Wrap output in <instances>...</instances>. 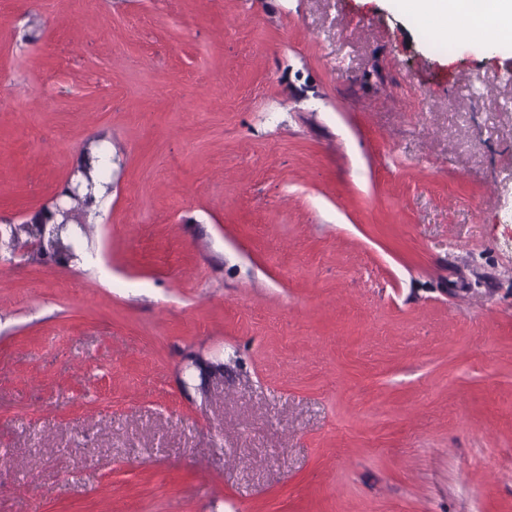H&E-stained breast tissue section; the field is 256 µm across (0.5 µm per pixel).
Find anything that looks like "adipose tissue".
<instances>
[{
	"instance_id": "1",
	"label": "adipose tissue",
	"mask_w": 512,
	"mask_h": 512,
	"mask_svg": "<svg viewBox=\"0 0 512 512\" xmlns=\"http://www.w3.org/2000/svg\"><path fill=\"white\" fill-rule=\"evenodd\" d=\"M402 9L451 41L512 43V0H402Z\"/></svg>"
}]
</instances>
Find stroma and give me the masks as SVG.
I'll use <instances>...</instances> for the list:
<instances>
[{
	"label": "stroma",
	"mask_w": 512,
	"mask_h": 512,
	"mask_svg": "<svg viewBox=\"0 0 512 512\" xmlns=\"http://www.w3.org/2000/svg\"><path fill=\"white\" fill-rule=\"evenodd\" d=\"M397 0H0V512H512V51ZM23 224L35 225L36 232L33 238L42 255H47L53 260L67 261L76 256L74 234L69 226L75 224L81 228L82 224H86V222L82 212L68 207L63 201H57L51 206H45ZM64 236L68 238L69 246L67 248L55 249L48 247V242H54Z\"/></svg>",
	"instance_id": "35a3bbf8"
}]
</instances>
